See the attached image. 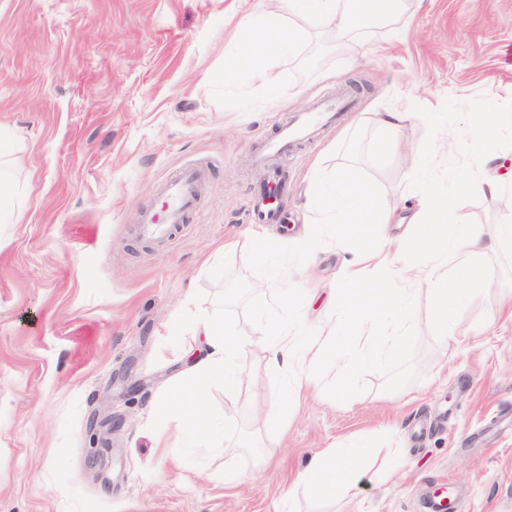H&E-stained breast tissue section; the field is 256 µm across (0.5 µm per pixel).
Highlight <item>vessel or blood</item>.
<instances>
[{"label":"vessel or blood","instance_id":"b4317fda","mask_svg":"<svg viewBox=\"0 0 512 512\" xmlns=\"http://www.w3.org/2000/svg\"><path fill=\"white\" fill-rule=\"evenodd\" d=\"M350 105L348 98L322 103L310 111L294 115L281 122L276 132L261 144L259 155H284L298 144L309 140L320 128L334 123L338 112ZM201 174L193 168L175 171L159 189L163 199L161 208L145 218V230L153 237L168 236L173 227L185 223L188 213L197 201V186ZM286 187L282 172L269 174L264 185L257 190L252 204L248 207V219L255 224H276L279 218L278 198Z\"/></svg>","mask_w":512,"mask_h":512}]
</instances>
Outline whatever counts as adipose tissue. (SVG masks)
Returning <instances> with one entry per match:
<instances>
[{"label": "adipose tissue", "mask_w": 512, "mask_h": 512, "mask_svg": "<svg viewBox=\"0 0 512 512\" xmlns=\"http://www.w3.org/2000/svg\"><path fill=\"white\" fill-rule=\"evenodd\" d=\"M297 12L312 26L333 29L344 35L356 22L371 16H389L397 12L400 0H350L339 8L337 0H291ZM242 44L230 58L224 71L232 81L237 70L252 65L257 84L270 95H282L275 77L258 67L259 59L270 55L294 53L303 30L282 24L277 13L246 4L239 19ZM498 179H459L451 186L430 183L418 198L416 222L400 237L390 240L387 253L371 244L369 229L387 223L389 202L372 193L344 171L334 173L326 185L315 186L310 195L312 211L325 214L334 234L349 238L363 248L362 253L343 267L341 279L332 288L327 308L333 320L318 330H310L303 302L289 298L294 310L289 323L268 320L269 293L280 279V271L269 258L270 246L263 232L252 231L251 241L258 255L256 285L251 308L257 320L255 333L267 352L270 369L285 377L280 401L270 411L280 423L288 421V401L299 395L303 386L330 374V386L338 400H351L360 373L375 362L378 345H387L390 353L405 356L416 342L410 328L417 310L414 284L436 281L430 291V307L436 335L453 333L458 310L470 299L466 284L474 274V259L487 245H512V224L497 225L485 231L476 224H455L452 200L460 194H500ZM372 323L374 333L358 340L351 331L354 323ZM182 336H200L205 352L186 370L185 381L173 390L178 408L187 412L181 431L183 446L203 442L211 448L222 447L224 432L217 427L201 428L199 402L214 380H222L225 390H233L240 381L247 339L237 331L208 317L182 309L174 318ZM377 439L353 438L343 448H325L312 453L298 473L297 482L320 503H332L348 497Z\"/></svg>", "instance_id": "ef3b65f1"}]
</instances>
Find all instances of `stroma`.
Masks as SVG:
<instances>
[{
  "label": "stroma",
  "mask_w": 512,
  "mask_h": 512,
  "mask_svg": "<svg viewBox=\"0 0 512 512\" xmlns=\"http://www.w3.org/2000/svg\"><path fill=\"white\" fill-rule=\"evenodd\" d=\"M239 15L240 0H0V138L16 184L0 195V512H275L286 495L316 512L294 482L308 455L370 433L383 449L343 512H432L439 489L462 494L466 512H512L507 246L479 258L454 336L430 333L429 284H416L421 338L406 357L381 355L353 401L314 381L287 426L267 421L282 381L257 341L240 386L215 384L202 402L223 449L176 447L182 414L165 391L198 346L171 342L166 325L187 304L241 333L254 326L245 208L262 169L249 150L276 123L359 86L339 123L268 160L290 183L274 260L288 290L320 286L317 325L352 246L324 234L307 254L291 242L318 219L315 171H348L385 197L396 214L381 230L395 237L416 210L418 160L438 179L512 166V126L481 155L456 145L485 104L512 115V0H402L345 42L306 27L293 55L262 61L290 90L278 99L247 71L224 81ZM378 112L410 113L396 144ZM187 165L203 170L188 223L146 236L159 185ZM453 207L465 224L512 223L500 195ZM228 467L246 474L232 489Z\"/></svg>",
  "instance_id": "stroma-1"
}]
</instances>
